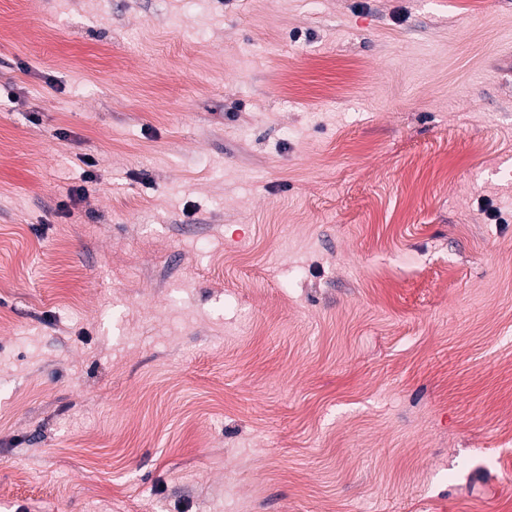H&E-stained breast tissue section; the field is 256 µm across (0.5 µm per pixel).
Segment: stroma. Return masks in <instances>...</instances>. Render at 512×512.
<instances>
[{"mask_svg":"<svg viewBox=\"0 0 512 512\" xmlns=\"http://www.w3.org/2000/svg\"><path fill=\"white\" fill-rule=\"evenodd\" d=\"M510 360L512 0H0V512H512Z\"/></svg>","mask_w":512,"mask_h":512,"instance_id":"1","label":"stroma"}]
</instances>
